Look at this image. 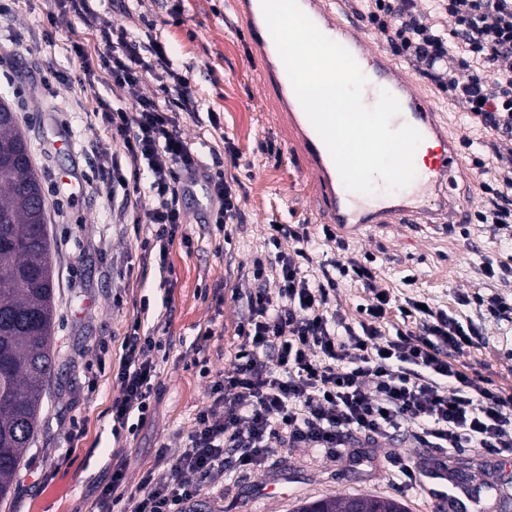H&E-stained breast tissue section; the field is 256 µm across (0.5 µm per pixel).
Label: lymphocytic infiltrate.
I'll use <instances>...</instances> for the list:
<instances>
[{"instance_id":"lymphocytic-infiltrate-1","label":"lymphocytic infiltrate","mask_w":512,"mask_h":512,"mask_svg":"<svg viewBox=\"0 0 512 512\" xmlns=\"http://www.w3.org/2000/svg\"><path fill=\"white\" fill-rule=\"evenodd\" d=\"M47 2L70 7L82 19L70 43L85 81L111 83L131 100L133 112L95 109L88 119L122 143L132 165L130 178L119 181L127 204L152 197L155 239H172L184 221L182 200L201 168L180 122L198 121L203 99L188 76L173 70L161 40L142 42L122 29L96 28L86 0ZM436 6L452 22L450 32L427 24L418 0H369L367 19L390 52L451 104L512 141V0H436ZM103 44L108 53H100ZM158 68L178 90L161 103L139 93L144 75ZM207 183V195L217 203L212 223H238L240 200L232 182L219 171ZM481 190L476 223L511 238L512 167L500 169L494 184ZM268 241L272 251L253 263L256 286L230 366L211 383L216 399L197 412L184 448L166 457L167 480L143 475L137 512H190L201 483L224 477L228 449L238 469L257 470L278 443L335 455L354 441L377 445L404 430L431 447L473 448L488 459L512 455V394L450 361L474 346L477 324L424 307L417 295L399 300L381 294L371 268L340 256L324 264L321 281L310 283L301 271L309 258L304 225L271 229ZM346 278L372 295L355 325L331 306V293ZM270 280L278 288L276 305L265 288ZM394 309L410 326L390 335L382 323ZM160 348L133 321L110 408L113 439L128 431L131 415L146 418Z\"/></svg>"}]
</instances>
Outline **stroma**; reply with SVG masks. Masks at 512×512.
I'll return each instance as SVG.
<instances>
[{
  "label": "stroma",
  "mask_w": 512,
  "mask_h": 512,
  "mask_svg": "<svg viewBox=\"0 0 512 512\" xmlns=\"http://www.w3.org/2000/svg\"><path fill=\"white\" fill-rule=\"evenodd\" d=\"M226 0H92L97 28H123L138 39L157 37L169 47L174 70L187 73L215 112L210 123H185L182 134L197 154L203 174L213 171V153L223 139L238 149L225 160L224 175L240 187V223L218 228L196 198L185 199V222L165 253L146 250L154 228V203L142 196L126 209L112 188L128 160L120 143L102 126L89 123L96 101L129 108L111 84L94 95L78 86L79 61L69 41L82 21L59 11L47 22L42 0H0V100L15 113L31 164L46 197L47 234L55 274V372L39 416L38 430L14 476L12 497L0 512H94L113 469L136 488L146 470L164 481L168 467L160 449L178 454L197 411L212 404L210 375L228 369L237 344L236 328L247 314L249 272L266 254L271 224L307 228L309 280L334 256L314 221L311 176L303 170L275 127L271 109L248 57L242 34L225 16ZM457 142L461 175L453 193L471 207L482 201L478 160L494 138L448 104L427 80ZM347 253L371 257L375 284L391 295H419L432 307L473 320L484 332L480 346L452 357L465 371H480L512 393V320L461 306V294H498L512 302V288L491 282L481 271L483 256L512 258V241L489 225L441 233L424 227L383 228L347 243ZM150 300L149 324L169 356L159 364L151 412L134 435L114 441L109 409L119 393L115 370L101 361L119 357L124 334ZM401 456L415 468L446 464L450 474L466 472L481 489V512H512V458L491 462L471 448H432L407 439L377 448H351L333 458L315 448L279 447L264 467L235 472L232 482L204 483L196 512H293L300 501L344 494H369L403 501L409 512H436L394 473Z\"/></svg>",
  "instance_id": "1"
}]
</instances>
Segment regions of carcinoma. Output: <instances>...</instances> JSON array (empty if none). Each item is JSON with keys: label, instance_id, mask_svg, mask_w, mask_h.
<instances>
[{"label": "carcinoma", "instance_id": "cac0c4a2", "mask_svg": "<svg viewBox=\"0 0 512 512\" xmlns=\"http://www.w3.org/2000/svg\"><path fill=\"white\" fill-rule=\"evenodd\" d=\"M26 143L14 116L0 112V501L14 492L13 479L38 426L45 389L54 373L53 268L45 217L36 206L44 194L31 165L19 158ZM351 496L304 500L322 512H348ZM360 512H408L398 499L358 496Z\"/></svg>", "mask_w": 512, "mask_h": 512}]
</instances>
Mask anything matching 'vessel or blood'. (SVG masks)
<instances>
[{"label": "vessel or blood", "mask_w": 512, "mask_h": 512, "mask_svg": "<svg viewBox=\"0 0 512 512\" xmlns=\"http://www.w3.org/2000/svg\"><path fill=\"white\" fill-rule=\"evenodd\" d=\"M299 5L327 37L355 58L367 77L364 104L374 106L381 90H388L401 105L392 127H415L422 135V147L430 153L426 166L401 190L389 193L380 187L370 195L349 191L297 98L260 0H233V11L247 33L249 55L275 108L277 125L314 178L317 223L359 238L395 224H427L444 231L450 221L464 223L468 200L448 198L459 152L435 102L418 89L415 77L388 50L375 44L355 17L335 10V0H299Z\"/></svg>", "instance_id": "b4317fda"}]
</instances>
